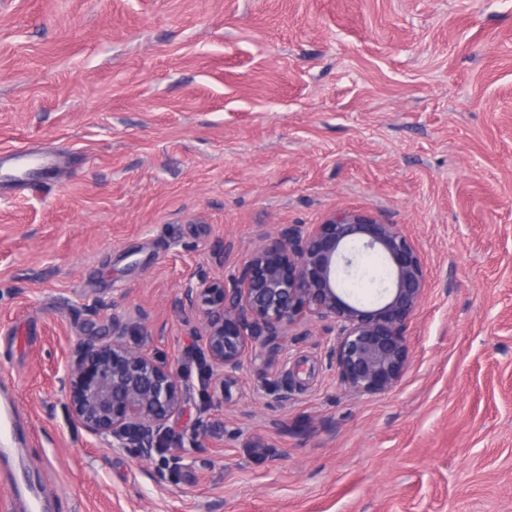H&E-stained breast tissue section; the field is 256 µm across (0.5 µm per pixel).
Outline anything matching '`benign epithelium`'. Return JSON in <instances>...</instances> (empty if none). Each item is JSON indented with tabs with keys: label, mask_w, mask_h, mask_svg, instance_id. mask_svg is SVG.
I'll return each instance as SVG.
<instances>
[{
	"label": "benign epithelium",
	"mask_w": 512,
	"mask_h": 512,
	"mask_svg": "<svg viewBox=\"0 0 512 512\" xmlns=\"http://www.w3.org/2000/svg\"><path fill=\"white\" fill-rule=\"evenodd\" d=\"M362 250L381 254L392 273L386 296L370 307L336 284ZM427 288L422 255L398 225L341 212L307 229H280L252 250L238 277L202 274L181 290L177 305L200 322L203 367L207 377H222L226 396L253 350L313 320L336 325L332 366L345 392L361 396L392 390L407 372L404 328ZM58 382L74 424L143 458L169 445V423L182 413L189 388L175 362L130 346L115 323L112 332L76 345Z\"/></svg>",
	"instance_id": "benign-epithelium-1"
}]
</instances>
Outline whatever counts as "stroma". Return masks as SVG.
<instances>
[{
	"label": "stroma",
	"mask_w": 512,
	"mask_h": 512,
	"mask_svg": "<svg viewBox=\"0 0 512 512\" xmlns=\"http://www.w3.org/2000/svg\"><path fill=\"white\" fill-rule=\"evenodd\" d=\"M21 145L68 157L0 192V397L52 512H512V0H0ZM343 210L427 269L399 385L346 394L315 321L201 395L182 288ZM116 321L190 379L178 468L67 418Z\"/></svg>",
	"instance_id": "35a3bbf8"
}]
</instances>
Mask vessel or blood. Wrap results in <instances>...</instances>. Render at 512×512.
Returning <instances> with one entry per match:
<instances>
[{
  "label": "vessel or blood",
  "instance_id": "vessel-or-blood-1",
  "mask_svg": "<svg viewBox=\"0 0 512 512\" xmlns=\"http://www.w3.org/2000/svg\"><path fill=\"white\" fill-rule=\"evenodd\" d=\"M59 164V157L50 152H36L19 147L0 150V190L5 192H42L49 187V178ZM12 461L6 475L12 488L9 500L0 503V512H42V492L27 481V465L17 449L11 405L0 407V459Z\"/></svg>",
  "mask_w": 512,
  "mask_h": 512
}]
</instances>
